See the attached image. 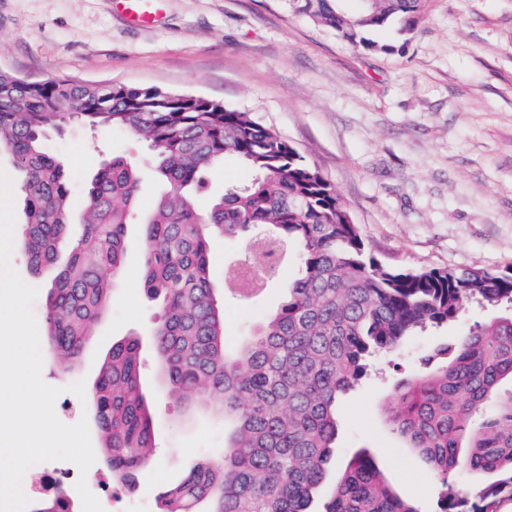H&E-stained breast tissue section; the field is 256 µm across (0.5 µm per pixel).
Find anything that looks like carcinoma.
Segmentation results:
<instances>
[{"instance_id":"1","label":"carcinoma","mask_w":512,"mask_h":512,"mask_svg":"<svg viewBox=\"0 0 512 512\" xmlns=\"http://www.w3.org/2000/svg\"><path fill=\"white\" fill-rule=\"evenodd\" d=\"M299 2L311 18L369 50L389 46L364 38L365 31L395 19L410 31L423 7V0H367L347 14L332 0ZM73 119L130 130L148 144L165 186L141 231V279L162 312L151 344L170 392L194 411L222 414L230 426L224 447L160 493L158 512H314L336 452V401L363 379L369 357L457 321L466 300L512 305V270L385 266L348 222L331 184L248 112L155 87L114 82L105 89L68 76L38 84L0 69V156L19 173L24 203L18 247L34 272L55 269L45 342L63 369L75 366L126 273V227L141 191L138 170L112 157L87 186L83 224L72 232L63 169L45 135ZM229 153L252 179L226 186L202 213L194 197L201 175ZM254 226L268 229L271 245L298 246L300 272L256 336L230 345L210 249ZM141 350L134 334L113 342L88 395L102 459L125 485L156 460ZM437 358L443 363L398 382L392 431L444 482L457 469L494 478L470 508L463 491L444 498L439 512H499L497 496L512 498V393H499L512 378V313L473 323L425 363ZM32 512L79 510L57 492L38 499ZM319 512L419 509L363 448Z\"/></svg>"}]
</instances>
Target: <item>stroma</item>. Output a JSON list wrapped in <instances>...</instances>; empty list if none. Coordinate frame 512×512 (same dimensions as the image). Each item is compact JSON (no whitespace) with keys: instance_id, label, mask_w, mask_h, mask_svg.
Returning <instances> with one entry per match:
<instances>
[{"instance_id":"1","label":"stroma","mask_w":512,"mask_h":512,"mask_svg":"<svg viewBox=\"0 0 512 512\" xmlns=\"http://www.w3.org/2000/svg\"><path fill=\"white\" fill-rule=\"evenodd\" d=\"M158 19L131 23L114 0H0V66L33 81L69 75L121 81L206 97L249 112L273 127L336 189L380 262L401 270L512 268V0H425L412 32L400 23L371 32L378 51L352 45L297 11L293 0H151ZM62 163L74 211L99 164L115 155L140 165L139 205L127 226V273L110 313L95 327L76 367L44 358L43 380L72 403L59 419L88 416L68 390L92 383L99 359L118 338L139 335L141 375L157 419L158 462L137 473L130 496L155 504L193 464L224 445V423L189 413L161 381L149 338L159 305L140 277L141 227L161 191L133 134L70 125L47 137ZM250 171L232 154L210 169L198 197L208 210L228 184ZM247 239H226L210 255L225 332L235 344L252 336L298 273L289 247L282 269L243 294L229 266L249 260ZM10 264L36 287L32 305L45 330L51 273L33 274L27 256ZM491 310L464 302L457 322L418 333L394 354L374 356L369 375L339 401L335 459L360 448L376 454L388 478L420 512H437L442 486L394 434L395 387L421 371L420 358L450 343Z\"/></svg>"}]
</instances>
